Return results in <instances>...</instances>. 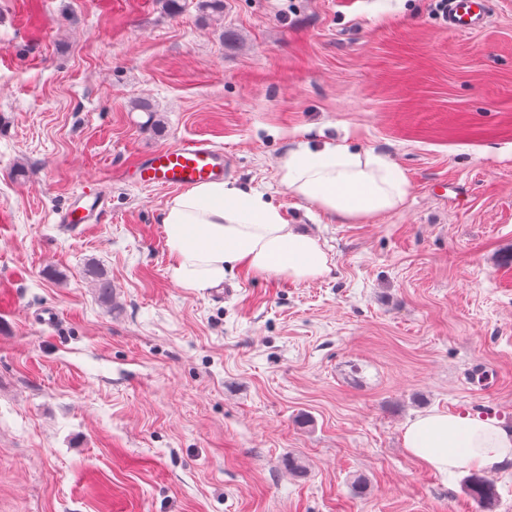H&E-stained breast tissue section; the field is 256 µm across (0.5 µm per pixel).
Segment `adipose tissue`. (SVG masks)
I'll use <instances>...</instances> for the list:
<instances>
[{
    "label": "adipose tissue",
    "instance_id": "adipose-tissue-1",
    "mask_svg": "<svg viewBox=\"0 0 512 512\" xmlns=\"http://www.w3.org/2000/svg\"><path fill=\"white\" fill-rule=\"evenodd\" d=\"M280 181L296 198L342 221L364 220L401 208L411 184L394 162L341 144L289 151ZM172 279L202 291L238 268L296 281L322 276L328 258L318 240L288 224L279 208L254 190L223 181L174 196L161 218ZM408 453L445 474L494 473L512 463V432L494 419L434 411L404 429Z\"/></svg>",
    "mask_w": 512,
    "mask_h": 512
}]
</instances>
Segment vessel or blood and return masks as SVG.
Masks as SVG:
<instances>
[{
	"label": "vessel or blood",
	"mask_w": 512,
	"mask_h": 512,
	"mask_svg": "<svg viewBox=\"0 0 512 512\" xmlns=\"http://www.w3.org/2000/svg\"><path fill=\"white\" fill-rule=\"evenodd\" d=\"M444 24L451 32L472 31L488 20L487 0H446ZM140 183L182 189L224 176V152L206 141L171 144L140 157L136 166ZM104 203L100 194L84 195L82 203L62 212L60 222L68 229L91 223Z\"/></svg>",
	"instance_id": "b4317fda"
}]
</instances>
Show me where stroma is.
<instances>
[{"mask_svg":"<svg viewBox=\"0 0 512 512\" xmlns=\"http://www.w3.org/2000/svg\"><path fill=\"white\" fill-rule=\"evenodd\" d=\"M196 2L0 0V512H476L403 432L486 398L512 429V0L455 33L436 0ZM198 139L327 272L171 278L173 193L120 172ZM327 142L396 163L405 205L292 196L282 159ZM91 190L108 212L70 232Z\"/></svg>","mask_w":512,"mask_h":512,"instance_id":"1","label":"stroma"}]
</instances>
